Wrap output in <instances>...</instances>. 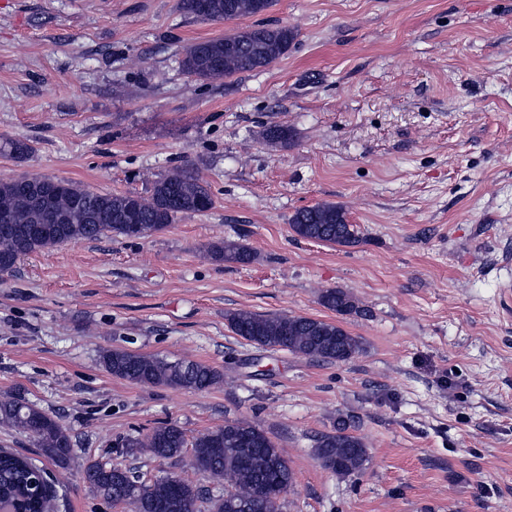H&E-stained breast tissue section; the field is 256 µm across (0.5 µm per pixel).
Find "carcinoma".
I'll return each mask as SVG.
<instances>
[{
	"label": "carcinoma",
	"instance_id": "cac0c4a2",
	"mask_svg": "<svg viewBox=\"0 0 512 512\" xmlns=\"http://www.w3.org/2000/svg\"><path fill=\"white\" fill-rule=\"evenodd\" d=\"M274 4L275 0H181L186 13L214 22L260 15ZM294 39L295 32L286 26L257 25L188 45L180 65L198 80H220L272 63ZM264 138L286 146L291 135L284 126H270ZM213 205L209 186L190 163L155 180L147 197L97 192L37 174L0 181V210L12 217V223L0 225V273L11 272L23 256L62 243L101 236L145 238L183 215L204 213ZM289 223L303 239L340 246L358 243L346 212L333 203L300 209ZM209 255L227 263H247L253 258L249 249L234 241L212 246ZM321 303L341 315L356 310L353 297L339 288L323 291ZM227 323L235 335L262 349L287 350L328 362H345L361 349L359 339L341 327L306 316L240 310L227 315ZM100 363L112 377L136 384L205 390L223 380L219 371L205 363L168 362L121 348L102 350ZM0 424L24 434L55 463L63 464L70 457L71 436L33 403L13 395L0 398ZM350 428L340 419L314 446L319 465L338 477L361 474L369 462L365 443ZM123 447L155 459L177 458L191 448L194 468L224 481V496L207 499L208 512H281V499L293 482L282 450L246 419L228 420L190 440L178 425L167 423L144 437L126 439ZM45 473L36 460L0 450V495L19 501L22 512H50L56 490L46 492ZM83 475L103 500L122 501L132 512H196L202 499L201 490L184 479L166 477L149 483L130 468L111 470L97 461L88 463Z\"/></svg>",
	"mask_w": 512,
	"mask_h": 512
}]
</instances>
